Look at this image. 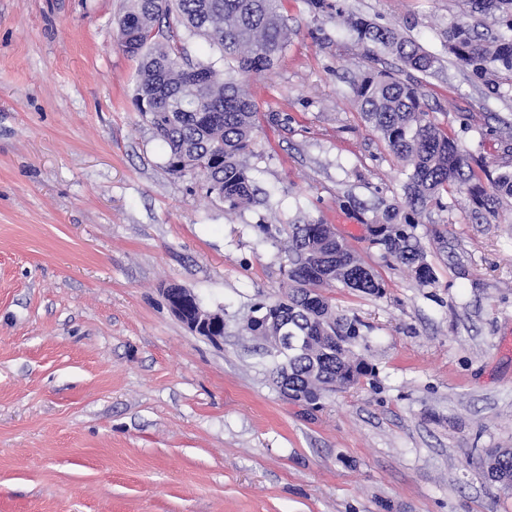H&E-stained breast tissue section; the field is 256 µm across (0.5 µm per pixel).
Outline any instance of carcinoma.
<instances>
[{
  "mask_svg": "<svg viewBox=\"0 0 512 512\" xmlns=\"http://www.w3.org/2000/svg\"><path fill=\"white\" fill-rule=\"evenodd\" d=\"M477 12L493 17L496 30L482 33L468 24L448 26V53L477 80L503 96L502 76H512V0H472ZM283 0H130L118 20L119 45L139 58L136 99L155 135L166 145L168 167L199 172L210 192L231 210L256 202L246 162L257 129L256 104L248 88L252 73L269 71L288 47L280 10ZM176 16L193 34L237 64V77L222 80L213 65L187 63L183 53L161 37L163 23ZM356 40L393 56L401 68L428 73L440 58L396 30L361 16L336 11ZM365 121L391 152L410 167L405 184V223L392 206L376 219L375 243L428 285L434 271L413 233L416 216L451 190L466 194L471 217L495 215L512 199V168L491 171L441 130L421 103L418 88L390 73L367 71L353 86ZM288 291L263 307V322L298 336L302 346L288 354L272 349L276 384L288 381L290 398L320 399L358 384L372 368L356 356L361 338L357 317L336 314L322 289L341 284L355 292L379 295L382 280L350 247L320 222L292 225L288 240ZM487 471L512 493V448L488 452Z\"/></svg>",
  "mask_w": 512,
  "mask_h": 512,
  "instance_id": "obj_1",
  "label": "carcinoma"
}]
</instances>
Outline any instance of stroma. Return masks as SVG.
I'll return each instance as SVG.
<instances>
[{"instance_id":"1","label":"stroma","mask_w":512,"mask_h":512,"mask_svg":"<svg viewBox=\"0 0 512 512\" xmlns=\"http://www.w3.org/2000/svg\"><path fill=\"white\" fill-rule=\"evenodd\" d=\"M441 59L409 71L430 116L489 169L512 94L449 54L464 0H329ZM127 0H0V512H512L489 448H512V199L489 223L443 194L416 224L418 284L369 227L407 170L351 85L398 73L347 29L285 0L289 42L252 77L260 204L230 211L171 173L117 44ZM320 221L384 281L325 294L364 324L375 369L319 408L284 399L242 328L282 294L289 225ZM175 283L224 311V342L169 310Z\"/></svg>"}]
</instances>
